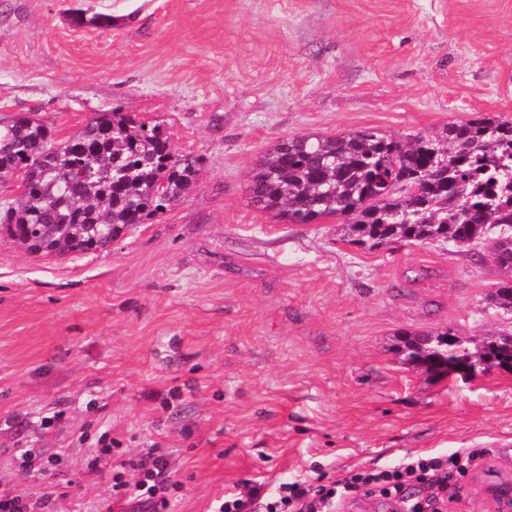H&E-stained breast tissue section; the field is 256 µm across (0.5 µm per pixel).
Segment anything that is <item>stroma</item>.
<instances>
[{
  "label": "stroma",
  "mask_w": 512,
  "mask_h": 512,
  "mask_svg": "<svg viewBox=\"0 0 512 512\" xmlns=\"http://www.w3.org/2000/svg\"><path fill=\"white\" fill-rule=\"evenodd\" d=\"M77 7L112 26L74 24ZM112 110L162 125L197 179L107 252L0 236V490L107 512L113 473L152 448L181 485L171 512H209L249 483L478 450L448 512H493L512 370L433 375L397 350L404 332L512 333L486 246L368 250L333 218L279 223L248 179L294 135L512 120V0H0V118L64 138ZM20 448L63 462L26 473Z\"/></svg>",
  "instance_id": "obj_1"
}]
</instances>
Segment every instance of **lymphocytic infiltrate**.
Returning a JSON list of instances; mask_svg holds the SVG:
<instances>
[{
	"mask_svg": "<svg viewBox=\"0 0 512 512\" xmlns=\"http://www.w3.org/2000/svg\"><path fill=\"white\" fill-rule=\"evenodd\" d=\"M481 459L480 452L457 451L446 457H419L401 469L361 471L327 485L285 482L270 496L262 495L255 487L245 495L216 499L212 512H329L338 497L360 489L399 494L412 479L428 482L431 492L410 503L408 512H440L442 493L449 481L477 466ZM129 467L135 473L134 480H127L121 471L112 476L113 505L120 512H168L169 490L174 482L167 458L149 451L130 462Z\"/></svg>",
	"mask_w": 512,
	"mask_h": 512,
	"instance_id": "f902f5d3",
	"label": "lymphocytic infiltrate"
}]
</instances>
